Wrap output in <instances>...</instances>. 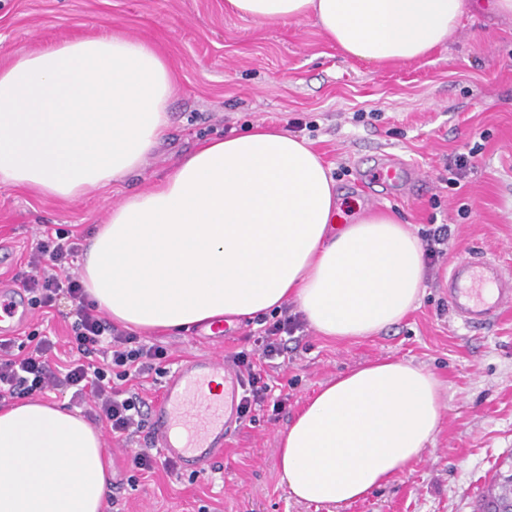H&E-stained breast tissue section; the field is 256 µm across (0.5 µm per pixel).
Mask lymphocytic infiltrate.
<instances>
[{
  "label": "lymphocytic infiltrate",
  "mask_w": 512,
  "mask_h": 512,
  "mask_svg": "<svg viewBox=\"0 0 512 512\" xmlns=\"http://www.w3.org/2000/svg\"><path fill=\"white\" fill-rule=\"evenodd\" d=\"M79 252V242L59 230L42 234L32 247L28 264L33 273L22 283L28 304L49 311L58 301H68L70 353L66 360L55 364L51 361L55 343L50 336H28L20 353L15 350L14 339L1 337L0 401L50 391L66 393L70 406L91 405V420L105 425L113 436L130 440L145 425L147 402L129 387L128 381L166 362L168 352L142 342L103 317L72 270ZM302 327L299 314L281 313L254 338L253 349L231 356V363L244 380L239 422L252 419L268 397L270 386L263 377L261 359L285 352L286 336Z\"/></svg>",
  "instance_id": "f902f5d3"
}]
</instances>
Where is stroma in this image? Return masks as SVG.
<instances>
[{"label": "stroma", "instance_id": "1", "mask_svg": "<svg viewBox=\"0 0 512 512\" xmlns=\"http://www.w3.org/2000/svg\"><path fill=\"white\" fill-rule=\"evenodd\" d=\"M105 32L148 42L167 59L175 79L167 136L141 171L84 197L0 187V289H21L27 253L44 228L88 236L198 141L257 123L306 122L301 135L329 167L346 217L380 210L418 233L434 224L451 230L447 253L428 268L419 307L391 329L358 341L308 327L291 336L284 361L270 371V402L237 427L207 474L159 468L130 483L131 455L147 433L128 443L104 435L119 512H475L496 464L512 457V307L465 328L442 278L450 264L480 254L512 270V19L481 4L427 56L374 65L345 55L315 20L259 23L229 11L225 0H0V66L20 50ZM477 141L483 149L473 168L460 186L448 185V161ZM388 155L417 167L419 190L402 182L364 190ZM434 197L440 208H432ZM464 204L466 216L458 212ZM69 309L63 302L48 314L31 310L16 339L46 334L66 350ZM260 328L251 319L220 342L202 326L148 333L171 357L143 378V395L157 403L166 373L183 360L231 356ZM385 357L412 361L441 380L443 421L432 444L352 505L290 498L278 470L279 431L321 385Z\"/></svg>", "mask_w": 512, "mask_h": 512}]
</instances>
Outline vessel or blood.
I'll list each match as a JSON object with an SVG mask.
<instances>
[{"label":"vessel or blood","mask_w":512,"mask_h":512,"mask_svg":"<svg viewBox=\"0 0 512 512\" xmlns=\"http://www.w3.org/2000/svg\"><path fill=\"white\" fill-rule=\"evenodd\" d=\"M406 161L388 156L376 173L382 183L415 179ZM448 301L465 326L477 327L496 318L512 303V272L497 261L477 257L454 263L444 279ZM218 393H206L213 379ZM243 386L237 372L223 359L196 356L170 372L162 398L152 411L151 442L184 470L198 474L224 456L225 442L238 421Z\"/></svg>","instance_id":"1"}]
</instances>
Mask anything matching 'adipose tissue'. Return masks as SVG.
Segmentation results:
<instances>
[{"label": "adipose tissue", "instance_id": "obj_1", "mask_svg": "<svg viewBox=\"0 0 512 512\" xmlns=\"http://www.w3.org/2000/svg\"><path fill=\"white\" fill-rule=\"evenodd\" d=\"M260 23L315 19L346 55L412 60L446 42L468 0H226ZM174 93L165 59L114 34L16 52L0 68V187L60 199L123 181L153 153ZM419 237L394 215L341 217L335 182L302 138L255 125L202 142L90 238L86 291L145 332L234 322L295 303L321 336L366 339L402 321L426 279ZM443 386L382 359L329 381L281 432L288 493L346 506L390 482L432 443ZM101 436L35 399L0 408V512H101Z\"/></svg>", "mask_w": 512, "mask_h": 512}]
</instances>
